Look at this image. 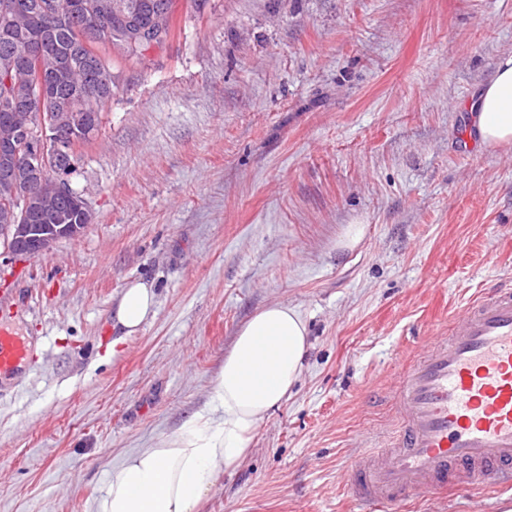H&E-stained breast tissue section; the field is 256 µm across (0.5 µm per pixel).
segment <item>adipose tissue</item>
<instances>
[{
  "instance_id": "1",
  "label": "adipose tissue",
  "mask_w": 512,
  "mask_h": 512,
  "mask_svg": "<svg viewBox=\"0 0 512 512\" xmlns=\"http://www.w3.org/2000/svg\"><path fill=\"white\" fill-rule=\"evenodd\" d=\"M474 107L480 143L512 145V53L500 58ZM156 304L152 284L128 283L114 329L135 334ZM309 347L308 325L294 307L273 303L254 312L225 353L206 407L113 468L94 512H200L220 475L242 464L259 425L291 394Z\"/></svg>"
}]
</instances>
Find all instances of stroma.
I'll list each match as a JSON object with an SVG mask.
<instances>
[{
	"label": "stroma",
	"mask_w": 512,
	"mask_h": 512,
	"mask_svg": "<svg viewBox=\"0 0 512 512\" xmlns=\"http://www.w3.org/2000/svg\"><path fill=\"white\" fill-rule=\"evenodd\" d=\"M162 45L113 55L116 89L71 177L94 222L0 296L33 340L0 390V512H94L112 468L209 400L238 328L295 307L300 379L203 512H376L352 462L397 426L388 398L479 294L512 285V147L472 105L512 52V0H174ZM366 227L353 249L348 225ZM157 314L123 343L125 285ZM400 512H512L485 480Z\"/></svg>",
	"instance_id": "stroma-1"
}]
</instances>
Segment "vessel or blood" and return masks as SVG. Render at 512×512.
<instances>
[{
  "instance_id": "b4317fda",
  "label": "vessel or blood",
  "mask_w": 512,
  "mask_h": 512,
  "mask_svg": "<svg viewBox=\"0 0 512 512\" xmlns=\"http://www.w3.org/2000/svg\"><path fill=\"white\" fill-rule=\"evenodd\" d=\"M34 358V345L0 321V388ZM399 422L387 448L353 467L359 500L397 512L409 497L512 478V286L467 303L431 337L395 395Z\"/></svg>"
}]
</instances>
